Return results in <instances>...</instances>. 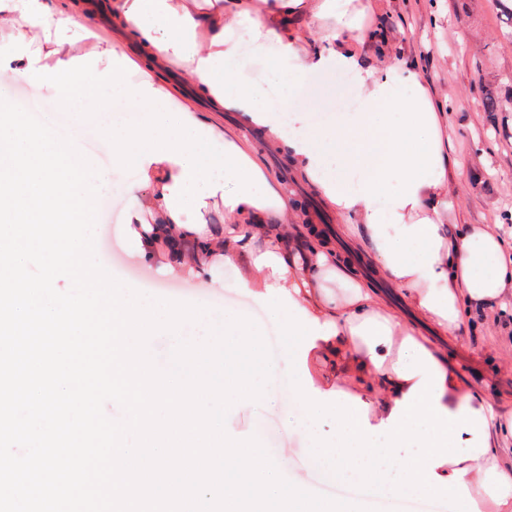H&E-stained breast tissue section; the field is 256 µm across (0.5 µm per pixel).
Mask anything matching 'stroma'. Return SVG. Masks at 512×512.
I'll list each match as a JSON object with an SVG mask.
<instances>
[{
    "mask_svg": "<svg viewBox=\"0 0 512 512\" xmlns=\"http://www.w3.org/2000/svg\"><path fill=\"white\" fill-rule=\"evenodd\" d=\"M381 30L392 56L417 62L427 82L448 114V139L460 172L458 192L451 199L450 223L487 224L504 230V214L512 212V112H488L486 95L512 98V41L505 34L508 25L496 0H379ZM316 85L328 86L327 108L314 112L311 123L333 121L341 112L354 109L353 86L342 73L317 77ZM260 161L280 184L287 187L307 216L308 223L323 230L340 255L352 265L356 276L373 288L391 292L390 283L375 276L369 257L344 233V219L309 185L297 180L293 170L276 151L262 150ZM112 238L121 250L112 265L114 271L144 289L177 288L182 298H207L214 318L232 307L254 320L264 335H276L268 320L271 304L262 303L239 287L237 267L225 266L223 290L205 296L196 282L172 275L157 264L138 260L125 235L123 222L113 223ZM450 367L481 398L500 410L512 407V306L497 311L495 321L483 315L471 316L455 338L444 347ZM228 426L240 434L262 438L269 454L286 462L288 478L319 494H328L333 481L309 466L313 440L330 446L336 440L334 411L323 412L316 423H308L300 407L285 399L272 412L241 409L228 419Z\"/></svg>",
    "mask_w": 512,
    "mask_h": 512,
    "instance_id": "stroma-1",
    "label": "stroma"
}]
</instances>
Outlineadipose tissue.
<instances>
[{"instance_id": "ef3b65f1", "label": "adipose tissue", "mask_w": 512, "mask_h": 512, "mask_svg": "<svg viewBox=\"0 0 512 512\" xmlns=\"http://www.w3.org/2000/svg\"><path fill=\"white\" fill-rule=\"evenodd\" d=\"M370 0H112L117 42L93 39L83 0H0V24L15 30L13 55L30 80L54 90L73 126L95 125L111 146L112 163L135 169L148 194L129 206L126 233L145 260L158 237L168 241L167 267L220 287L216 264L246 257L258 298L282 299L271 318L303 353L317 352L325 378L339 382L335 446L315 444L313 463L325 476L358 478L382 497L465 494L490 512H512V415L495 413L448 367L438 337L454 334L466 316L494 311L512 296V249L485 224L446 226L456 163L448 120L415 65L371 64L377 33ZM273 64L267 86L235 77L237 29ZM108 65L78 68L76 39ZM136 43L147 71L126 83L130 60L118 41ZM184 70L213 113L234 111L224 126L178 99L158 69ZM349 73L356 107L325 127L309 123L325 98L314 94L287 114L270 93L295 97L307 79ZM139 120H130V111ZM262 129L264 146L283 154L298 177L350 218L347 230L378 273L398 289L411 321L386 295L352 275L327 242L288 231L299 214L261 165L243 132ZM221 230L188 221L214 202ZM434 328L422 335L420 326ZM300 397L315 421L328 407L307 375L277 372L272 401ZM386 435L384 446L368 434ZM423 451L384 469L391 451L412 438ZM466 452H456L458 441Z\"/></svg>"}]
</instances>
